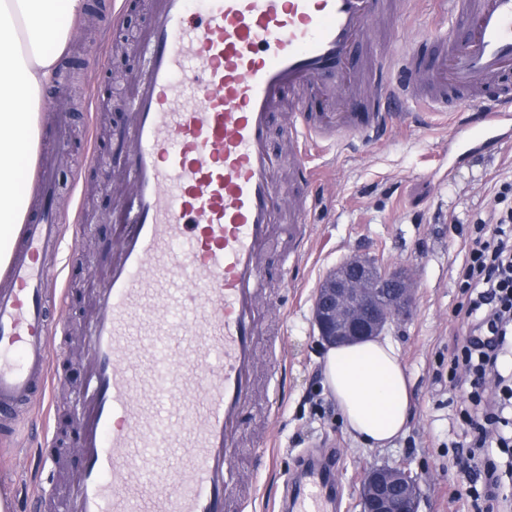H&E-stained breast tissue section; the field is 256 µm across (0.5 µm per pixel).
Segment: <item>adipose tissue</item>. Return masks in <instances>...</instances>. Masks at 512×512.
I'll return each instance as SVG.
<instances>
[{
    "label": "adipose tissue",
    "mask_w": 512,
    "mask_h": 512,
    "mask_svg": "<svg viewBox=\"0 0 512 512\" xmlns=\"http://www.w3.org/2000/svg\"><path fill=\"white\" fill-rule=\"evenodd\" d=\"M85 8V0H0V266L26 215L18 176L38 147L41 92L73 36L70 19ZM322 372L355 442L380 448L405 431L410 388L388 339L328 348Z\"/></svg>",
    "instance_id": "adipose-tissue-1"
}]
</instances>
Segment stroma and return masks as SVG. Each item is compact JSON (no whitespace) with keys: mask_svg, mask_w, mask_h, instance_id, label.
<instances>
[{"mask_svg":"<svg viewBox=\"0 0 512 512\" xmlns=\"http://www.w3.org/2000/svg\"><path fill=\"white\" fill-rule=\"evenodd\" d=\"M102 2L97 16L83 14L73 22L75 36L66 50L79 63L77 78L66 87H46L40 108V152L56 148L55 113L69 118L66 161L56 171L59 212L79 210L94 220L65 227L66 236L78 237L81 245L63 244L60 253L59 278L70 288L64 328L51 349L60 381L52 394L35 396L27 405L10 449L0 456V500L9 510L33 486L52 489L59 498L82 478L81 454L70 446L67 430L81 425L88 406L87 331L125 230L131 179L115 142L146 70L144 36L153 7L152 0H133L137 20L123 26L112 22L113 0ZM104 39L127 43L136 57L130 68L112 72L108 91L121 110L97 116L96 145L104 164L92 167L85 162V112L102 74L90 52ZM311 156L319 186L306 216L310 241L289 271H282L277 258L266 269L277 286L264 310L257 395L241 428L230 512H283L290 479L308 452L337 464L334 478L343 492L337 512H359V481L370 466L400 460L427 476L421 512H512L510 455H496L501 486L495 500L458 489L454 445L465 437L460 409L469 387L463 382L448 387V354L466 327L458 281L466 259L463 240L475 219L486 214L499 185L512 182V136L496 147L473 140L462 144L445 118L412 112L379 141L342 140L312 149ZM355 254L410 267L417 288L412 318L389 332L408 377L413 417L404 434L381 448L361 447L348 434L322 386L323 349L312 325L320 281ZM275 364L281 367L278 403L270 412L261 396ZM48 432L55 436L51 467L41 464L37 451Z\"/></svg>","mask_w":512,"mask_h":512,"instance_id":"1","label":"stroma"}]
</instances>
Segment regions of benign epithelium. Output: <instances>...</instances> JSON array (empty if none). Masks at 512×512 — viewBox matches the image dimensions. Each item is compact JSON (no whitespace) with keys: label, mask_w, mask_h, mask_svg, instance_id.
<instances>
[{"label":"benign epithelium","mask_w":512,"mask_h":512,"mask_svg":"<svg viewBox=\"0 0 512 512\" xmlns=\"http://www.w3.org/2000/svg\"><path fill=\"white\" fill-rule=\"evenodd\" d=\"M415 297L407 269L353 255L317 289L313 325L328 347L377 338L412 317ZM421 494V475L407 462L375 466L361 479V512H420Z\"/></svg>","instance_id":"obj_1"}]
</instances>
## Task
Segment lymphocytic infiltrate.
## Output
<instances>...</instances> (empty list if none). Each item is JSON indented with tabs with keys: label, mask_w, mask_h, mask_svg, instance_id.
Returning <instances> with one entry per match:
<instances>
[{
	"label": "lymphocytic infiltrate",
	"mask_w": 512,
	"mask_h": 512,
	"mask_svg": "<svg viewBox=\"0 0 512 512\" xmlns=\"http://www.w3.org/2000/svg\"><path fill=\"white\" fill-rule=\"evenodd\" d=\"M466 261L459 271L467 306L468 334L452 352L451 373H464L471 390L462 420L468 427L467 451L458 453L459 474L482 479L486 495L500 483L492 446L508 443L502 427L512 423V391L497 412H481L486 381L500 377V360L512 352V182L501 184L486 217L477 219L464 241Z\"/></svg>",
	"instance_id": "f902f5d3"
}]
</instances>
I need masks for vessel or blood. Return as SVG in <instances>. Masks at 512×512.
<instances>
[{
  "instance_id": "1",
  "label": "vessel or blood",
  "mask_w": 512,
  "mask_h": 512,
  "mask_svg": "<svg viewBox=\"0 0 512 512\" xmlns=\"http://www.w3.org/2000/svg\"><path fill=\"white\" fill-rule=\"evenodd\" d=\"M407 0H155L145 76L124 130L132 200L119 258L89 330L92 398L83 480L60 512H224L257 369L261 265L281 238L307 242V145L370 143L411 103L470 112L457 136L495 144L512 123V0H435L448 25L419 48L378 56L369 24ZM192 75L190 98L176 78ZM320 98L324 111L310 109ZM52 208L30 209L0 279V441L53 389ZM180 251H173V244ZM155 315L137 320L143 309ZM189 453L169 482L173 452ZM122 475L119 483L106 479ZM334 480L309 470L294 512H327Z\"/></svg>"
}]
</instances>
